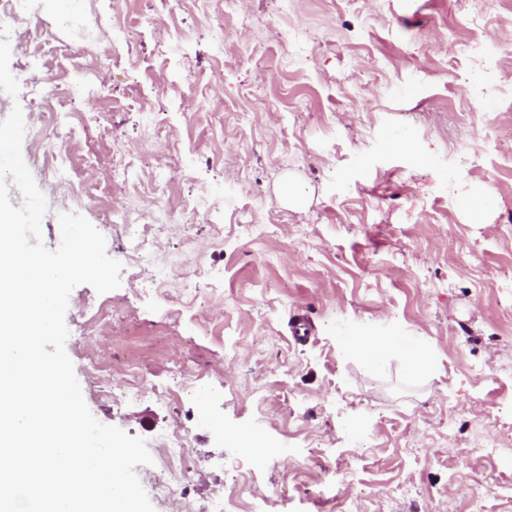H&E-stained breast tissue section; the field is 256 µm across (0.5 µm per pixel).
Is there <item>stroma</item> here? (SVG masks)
I'll return each instance as SVG.
<instances>
[{
  "label": "stroma",
  "mask_w": 512,
  "mask_h": 512,
  "mask_svg": "<svg viewBox=\"0 0 512 512\" xmlns=\"http://www.w3.org/2000/svg\"><path fill=\"white\" fill-rule=\"evenodd\" d=\"M34 44L11 42L17 96L0 92V120L41 111L35 87L66 84L103 46L98 99L78 138L47 128L76 180L99 196L47 202L42 240L61 243L58 216H85L123 265L107 325L90 319L89 285L73 289L66 352L102 423L146 441L182 430L191 455L185 497L235 493L252 512H512L491 493L512 478V10L478 16L469 0H46L29 19ZM492 42L474 48L484 31ZM224 39V58L208 53ZM168 42L176 56L160 54ZM161 137L140 125L155 96ZM475 110L474 123L458 119ZM411 146L396 150L394 133ZM471 156L455 172L458 150ZM160 159L112 179V161ZM304 193L289 199L288 182ZM494 197L485 214L471 199ZM169 209L171 223L151 213ZM111 221H104V210ZM144 224L165 283L125 253V227ZM196 284L182 290L183 279ZM306 319L308 334L295 335ZM427 346L420 381L399 352L371 367L343 350L352 336ZM122 387L134 361L146 393L96 405L86 356ZM179 377L192 389L158 396ZM258 437L264 463L240 448ZM465 494L449 496V483Z\"/></svg>",
  "instance_id": "35a3bbf8"
}]
</instances>
